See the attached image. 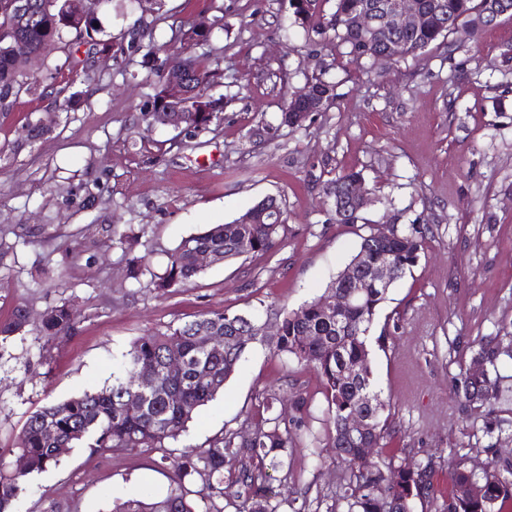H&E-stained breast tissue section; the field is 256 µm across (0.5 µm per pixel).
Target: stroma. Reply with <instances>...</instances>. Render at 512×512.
<instances>
[{"label": "stroma", "mask_w": 512, "mask_h": 512, "mask_svg": "<svg viewBox=\"0 0 512 512\" xmlns=\"http://www.w3.org/2000/svg\"><path fill=\"white\" fill-rule=\"evenodd\" d=\"M93 9L97 39L135 36L140 50L121 65L78 52L73 84L21 95L0 118V241L11 247L0 260V321L19 305L30 314L25 331L0 347V452L16 446L45 403L111 383L137 337L210 310L298 308L324 295L362 236L423 224L426 249L372 326L383 338L371 361L389 423L380 457L396 466L434 460L433 493L417 512H443L457 471L512 465V358L498 364L495 412L455 389L482 337L512 341V16L418 57L355 63L295 25L286 0H97ZM200 16L216 22L210 47L223 55L229 85L222 120L188 138L144 119L154 88L142 48L174 42L175 25ZM320 75L336 83L329 108L302 126H277L290 94ZM240 76L250 77L247 89L234 87ZM65 87L77 95L68 107L58 104ZM48 112L58 115L49 135L26 142L28 117ZM264 122L270 131L256 134ZM350 169L362 171L372 202L342 224L323 186ZM269 196L288 211L272 251L209 266L188 287L157 294L150 276L182 239ZM63 301L78 328L44 349L40 316ZM293 388L311 400L305 433L272 475L331 505L347 471L327 447L322 380L261 341L171 452L249 431L247 414L265 393H278L277 412L291 415ZM161 455L74 450L26 481L14 512H45L52 502L59 512H110L118 498L164 496L174 483Z\"/></svg>", "instance_id": "1"}]
</instances>
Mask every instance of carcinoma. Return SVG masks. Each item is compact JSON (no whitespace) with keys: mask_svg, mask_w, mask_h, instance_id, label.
I'll list each match as a JSON object with an SVG mask.
<instances>
[{"mask_svg":"<svg viewBox=\"0 0 512 512\" xmlns=\"http://www.w3.org/2000/svg\"><path fill=\"white\" fill-rule=\"evenodd\" d=\"M32 2L35 10L24 26L15 16L0 12V32L21 31L20 49L44 54L61 43L75 52L85 45H100L112 52L113 59L126 60L124 47L99 44L88 24L78 28L62 23L64 0H56L48 15L40 9L43 0ZM323 2L288 0L294 23L319 36L325 48H346V54L356 62L420 56L453 34H477L493 25L506 7H512V0H416L419 27L399 32L384 21L389 0H335L330 12L322 8ZM363 6L377 9L380 23L373 32H361L349 25V16ZM205 24L212 27L215 22L205 17L188 19L181 22L179 33L191 40L197 28ZM147 56L156 77L152 110L147 116L159 124V110L171 96L163 69L175 55L166 46L151 43ZM181 61L193 83L191 94L180 99L185 111L184 131L192 135L221 120L224 96L216 97L212 91L224 86V66L209 50L189 51ZM312 87L324 99L323 108H328L336 97V83L316 77ZM38 90L37 83L24 79L14 60L0 54L1 112L9 110L21 94L35 95ZM307 119L301 107L290 101L281 112L280 124L300 126ZM361 179V172L351 170L328 180L323 187L333 205L346 208L343 224L359 219L360 210L352 204L346 189L352 181ZM287 231L282 200L264 198L232 223L213 224L183 239L170 253L163 273L151 275V282L163 293L183 288L203 272L196 262L197 253L209 252L219 263L243 255L266 254ZM425 246L426 229L412 224L406 229H392V236L386 240L368 234L362 238L359 252L365 262L389 259L399 279L418 263ZM386 296L387 292L379 288L361 289L339 322L336 314L327 315L320 309L316 298L291 311L270 308L264 319L212 310L172 330L136 339L122 355L112 384L49 402L28 417L17 446L11 449V455L27 459L28 470L17 473L8 455L0 453V512H12L26 477L59 463L57 448L105 452L110 448L168 447L186 431L200 407L224 392V384L242 360L247 345L259 338L268 341L275 353L312 368L323 380L333 426L330 448L349 472L338 499L326 512H336L341 506L344 512H416L417 503L432 494L433 461L429 459L410 471L371 459L387 427L382 420L385 404L374 390L369 332ZM272 319L280 325V333L267 336L264 326ZM26 320V309L18 306L8 320L1 321L0 346L22 332ZM76 325V312L68 302L47 307L39 326L44 345L52 346L71 335ZM202 331L224 336V349L213 354L201 351L197 336ZM503 354L500 343L492 339L478 344L476 356L486 363L488 371L479 378L468 371L461 374L458 389L466 400L494 406L500 396L497 364ZM175 357L181 360L182 368L171 374L167 365ZM135 375L155 385L142 389L134 386L131 378ZM276 402L274 394L260 401L257 412L248 415L257 423L247 435L229 432L177 455H162L161 464L172 470L176 487L160 499L119 503L113 512H224L226 504L234 512H306L310 506L307 499L288 497L275 486L265 460L281 466L288 459V449L302 435L307 397L300 390L293 393L295 414L288 419L276 413ZM353 415L367 418L369 424L366 435L357 440H349L342 433L346 420ZM236 462L240 469L235 482L242 492L237 500L226 503L224 469ZM198 479L202 487L195 501L188 497L185 483ZM456 484H473L478 491L466 499L452 497L447 512H492L498 500L512 497V466H494L480 478L460 472Z\"/></svg>","mask_w":512,"mask_h":512,"instance_id":"1","label":"carcinoma"}]
</instances>
